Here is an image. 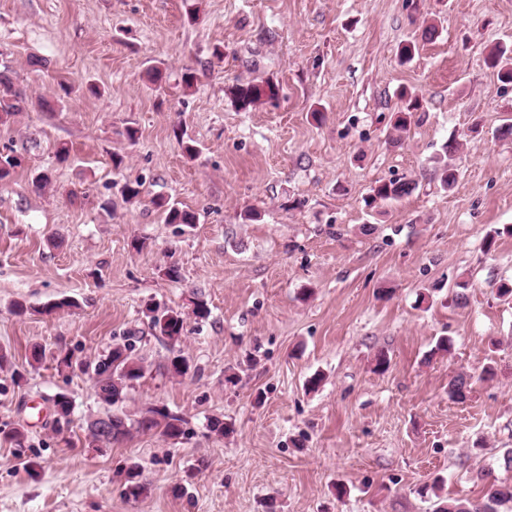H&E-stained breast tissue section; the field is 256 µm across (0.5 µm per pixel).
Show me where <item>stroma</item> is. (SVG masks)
Masks as SVG:
<instances>
[{
  "label": "stroma",
  "mask_w": 512,
  "mask_h": 512,
  "mask_svg": "<svg viewBox=\"0 0 512 512\" xmlns=\"http://www.w3.org/2000/svg\"><path fill=\"white\" fill-rule=\"evenodd\" d=\"M498 46L512 48V0H0V70L29 98L0 125V150L26 152L0 182V512H435L512 483L499 464L512 448V303L496 294L512 279V136L497 135L512 83L486 64ZM158 62L160 87L146 77ZM238 81L274 82L280 97L239 110ZM404 89L421 107L395 144ZM445 162L459 171L449 190ZM389 179L417 188L370 204ZM129 181L141 184L130 203ZM159 196L197 224L165 223ZM250 209L261 217L243 223ZM61 297L77 308L42 315ZM149 300L185 314L184 376L165 370ZM124 341L144 366L124 411L166 405L186 420L181 439L88 446L106 408L81 368ZM60 354L72 368L57 369ZM59 393L74 406L60 429ZM214 417L233 433L211 435ZM134 462L148 485L136 500Z\"/></svg>",
  "instance_id": "1"
}]
</instances>
